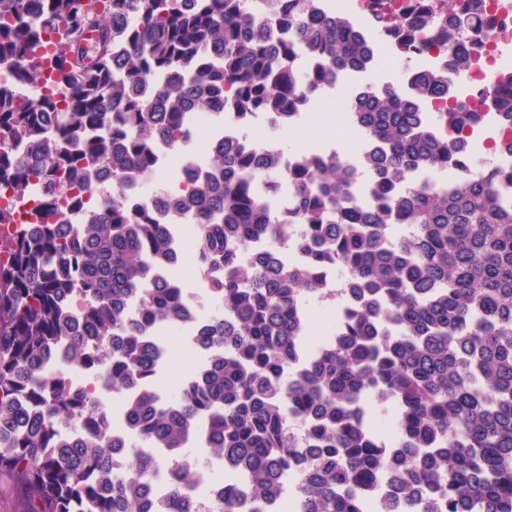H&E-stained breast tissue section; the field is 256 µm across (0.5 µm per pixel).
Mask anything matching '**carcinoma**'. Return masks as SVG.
Wrapping results in <instances>:
<instances>
[{"mask_svg": "<svg viewBox=\"0 0 512 512\" xmlns=\"http://www.w3.org/2000/svg\"><path fill=\"white\" fill-rule=\"evenodd\" d=\"M494 5L359 0L364 27L320 0H0V70L37 93L0 85V180L46 200L0 238V480L27 512H152L165 465L183 482L157 512H194L200 428L243 481L222 512H277L286 490L299 512H512V166L471 149L490 121L512 155V71L473 108L448 104V70L485 66L469 30L493 27ZM380 44L451 60L353 89L357 164L315 151L285 165L281 148L226 137L163 194L173 219L197 220L216 311L206 366L160 405L149 331L181 323L179 289L157 275L176 255L133 188L194 142L192 113L287 129L338 70L377 69ZM328 271L354 303L312 353L306 309ZM56 348L101 372L93 391L48 372ZM103 390L132 394L125 470Z\"/></svg>", "mask_w": 512, "mask_h": 512, "instance_id": "obj_1", "label": "carcinoma"}]
</instances>
